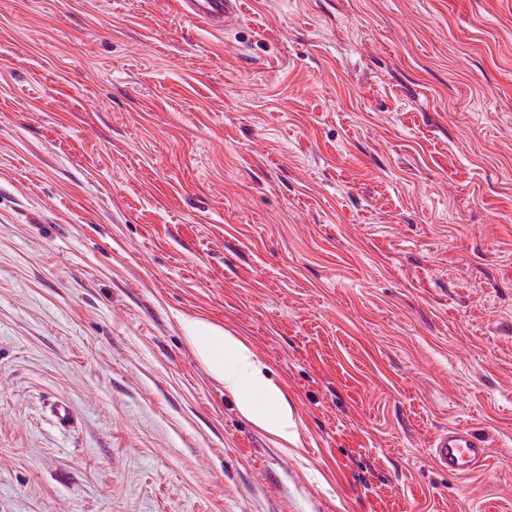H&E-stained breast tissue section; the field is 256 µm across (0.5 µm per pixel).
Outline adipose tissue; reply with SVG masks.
I'll list each match as a JSON object with an SVG mask.
<instances>
[{"label":"adipose tissue","instance_id":"adipose-tissue-1","mask_svg":"<svg viewBox=\"0 0 512 512\" xmlns=\"http://www.w3.org/2000/svg\"><path fill=\"white\" fill-rule=\"evenodd\" d=\"M185 338L211 377L235 395L243 415L282 441L293 440L292 410L247 342L203 319L186 324Z\"/></svg>","mask_w":512,"mask_h":512}]
</instances>
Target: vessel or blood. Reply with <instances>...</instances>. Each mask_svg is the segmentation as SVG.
Returning a JSON list of instances; mask_svg holds the SVG:
<instances>
[{
	"instance_id": "b4317fda",
	"label": "vessel or blood",
	"mask_w": 512,
	"mask_h": 512,
	"mask_svg": "<svg viewBox=\"0 0 512 512\" xmlns=\"http://www.w3.org/2000/svg\"><path fill=\"white\" fill-rule=\"evenodd\" d=\"M179 13L206 26L229 30L239 25L244 0H176ZM431 456L436 467L465 477L483 470L490 451L468 429L451 427L434 436Z\"/></svg>"
}]
</instances>
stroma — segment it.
I'll return each mask as SVG.
<instances>
[{"label": "stroma", "instance_id": "obj_1", "mask_svg": "<svg viewBox=\"0 0 512 512\" xmlns=\"http://www.w3.org/2000/svg\"><path fill=\"white\" fill-rule=\"evenodd\" d=\"M0 512H512V0H0ZM179 13L211 28L237 27L244 13L243 0H176ZM185 338L211 377L235 395L243 415L282 441H293L292 410L247 342L203 319L185 325ZM431 456L438 469L465 477L485 468L490 450L468 429L451 427L433 437Z\"/></svg>", "mask_w": 512, "mask_h": 512}]
</instances>
